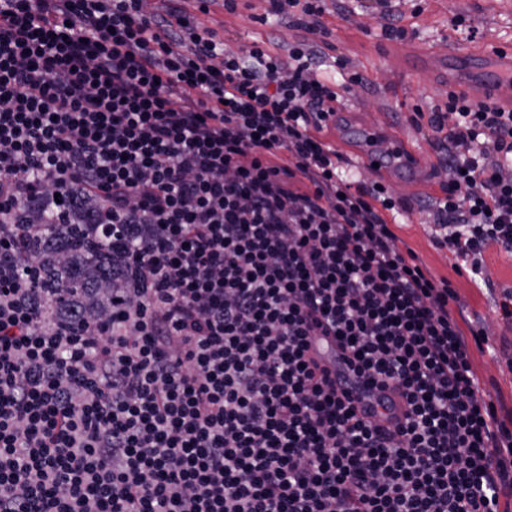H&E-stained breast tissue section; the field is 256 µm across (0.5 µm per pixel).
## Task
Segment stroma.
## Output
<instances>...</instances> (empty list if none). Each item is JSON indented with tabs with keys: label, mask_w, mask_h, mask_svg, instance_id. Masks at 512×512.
<instances>
[{
	"label": "stroma",
	"mask_w": 512,
	"mask_h": 512,
	"mask_svg": "<svg viewBox=\"0 0 512 512\" xmlns=\"http://www.w3.org/2000/svg\"><path fill=\"white\" fill-rule=\"evenodd\" d=\"M392 4L401 12V23L408 31L402 42L383 35L382 8L375 0H326L324 22L329 36L327 46L320 49V71L338 84L351 74L362 76V85L349 93L362 106L361 112L350 118L353 127L386 126L407 149H424L430 162L437 165L442 156L434 145L433 132L417 127L410 117L414 108L427 113L444 105L448 89L438 82L436 72L402 67L394 55L413 50L440 59L452 48L470 51L486 43L512 46V0H392ZM266 7V0H242L237 13L230 14L217 2L201 21L217 30L226 47L264 42L287 54L296 32L282 24L262 23ZM461 11L466 14V24L458 28L452 19ZM357 144L356 137L351 136L339 149L342 165L354 185L380 182L394 196L403 198L430 200L441 196V184H415L391 170H366L353 155ZM430 222L428 211L404 212L397 216L394 231L434 277L449 280L468 326L486 333L487 344L471 351L473 367L489 398L511 409L512 325L498 316L495 303L497 289H512V253L487 249L484 277L473 280L467 272L457 270L449 251L433 242Z\"/></svg>",
	"instance_id": "35a3bbf8"
}]
</instances>
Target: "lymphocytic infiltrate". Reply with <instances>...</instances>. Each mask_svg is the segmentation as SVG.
I'll return each instance as SVG.
<instances>
[{
  "label": "lymphocytic infiltrate",
  "mask_w": 512,
  "mask_h": 512,
  "mask_svg": "<svg viewBox=\"0 0 512 512\" xmlns=\"http://www.w3.org/2000/svg\"><path fill=\"white\" fill-rule=\"evenodd\" d=\"M210 2L0 0V512H503L484 336L322 136L324 0H268L284 56L225 47ZM414 117L448 146L436 242L480 277L512 252V110ZM318 335L402 419H365Z\"/></svg>",
  "instance_id": "lymphocytic-infiltrate-1"
}]
</instances>
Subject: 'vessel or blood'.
<instances>
[{
	"instance_id": "b4317fda",
	"label": "vessel or blood",
	"mask_w": 512,
	"mask_h": 512,
	"mask_svg": "<svg viewBox=\"0 0 512 512\" xmlns=\"http://www.w3.org/2000/svg\"><path fill=\"white\" fill-rule=\"evenodd\" d=\"M449 88L466 93L478 100H489L512 109V49L496 45L476 52H449L445 62ZM359 155L365 165H378L393 169L416 179L431 170L428 160L401 145L384 147L380 144L379 129L365 127L361 130ZM315 353L331 370L347 372L341 352L334 338L316 337Z\"/></svg>"
}]
</instances>
